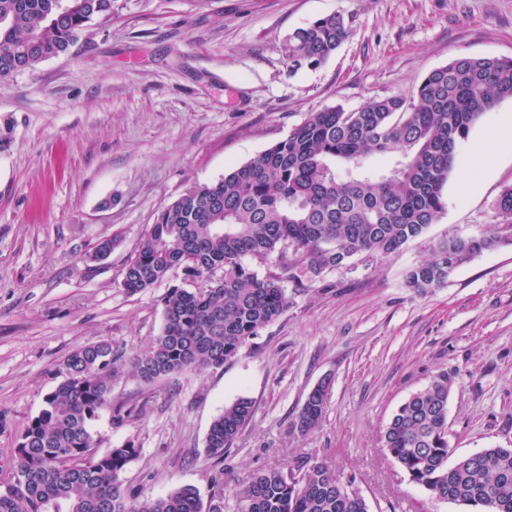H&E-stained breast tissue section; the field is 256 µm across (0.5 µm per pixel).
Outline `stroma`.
<instances>
[{
  "mask_svg": "<svg viewBox=\"0 0 512 512\" xmlns=\"http://www.w3.org/2000/svg\"><path fill=\"white\" fill-rule=\"evenodd\" d=\"M341 13L349 35L325 64L291 66L286 40ZM512 57V0H112L78 41L34 70L0 80V461L62 379L76 349L109 341L121 356L114 424L101 410L100 450L134 441L122 476L130 501L181 486L224 498L270 466L329 462L370 512H464L436 500L386 456L395 409L441 371L453 458L512 448V231L422 293L404 271L446 236L499 223L512 155H462L447 207L426 233L388 255H360L310 288L284 282L288 310L219 369L154 383L132 372L164 325L175 274L127 293L123 269L158 213L284 139L312 112L410 94L459 56ZM117 241L99 262L103 238ZM332 384L320 428L296 426L319 383ZM246 397L254 415L223 462L205 452L212 421Z\"/></svg>",
  "mask_w": 512,
  "mask_h": 512,
  "instance_id": "obj_1",
  "label": "stroma"
}]
</instances>
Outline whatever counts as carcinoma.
Segmentation results:
<instances>
[{
  "label": "carcinoma",
  "mask_w": 512,
  "mask_h": 512,
  "mask_svg": "<svg viewBox=\"0 0 512 512\" xmlns=\"http://www.w3.org/2000/svg\"><path fill=\"white\" fill-rule=\"evenodd\" d=\"M112 0H0V78L66 53ZM347 36L339 13L288 36L295 66L328 61ZM512 98V58L461 56L430 71L407 97L375 99L347 111L325 107L288 136L220 180L190 187L166 206L125 266L120 287L150 290L177 272L200 283L162 297L164 326L133 360L145 383L199 369H219L258 331L278 320L290 300L275 276L260 277L244 258L278 254L288 280L305 288L327 269L365 253L388 254L421 237L445 209L444 191L460 149L498 101ZM398 157L378 176L360 169L373 156ZM512 218V186L495 205ZM498 241L494 228L448 235L432 257L409 268L405 286L436 288ZM121 355L98 341L73 351L63 380L25 425L5 463L0 512H223L220 496L203 510L182 486L158 499L130 503L122 474L138 457L128 442L96 451L91 431L110 404ZM457 373L443 371L406 398L387 422L382 446L410 480L437 500L478 512H512V448H484L448 464V399ZM330 382L307 396L297 427L321 425ZM239 398L212 422L207 456L224 459L252 419ZM237 512H370L364 496L324 462L297 470L263 469L233 489Z\"/></svg>",
  "instance_id": "cac0c4a2"
}]
</instances>
